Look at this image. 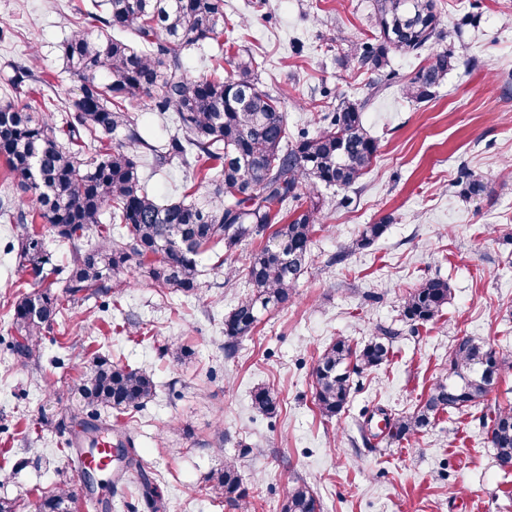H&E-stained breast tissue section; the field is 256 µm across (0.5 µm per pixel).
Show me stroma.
Listing matches in <instances>:
<instances>
[{
	"label": "stroma",
	"mask_w": 512,
	"mask_h": 512,
	"mask_svg": "<svg viewBox=\"0 0 512 512\" xmlns=\"http://www.w3.org/2000/svg\"><path fill=\"white\" fill-rule=\"evenodd\" d=\"M372 0H224L234 35L261 63L259 77L284 93L290 132L313 128L316 113L340 100L363 103L378 155L361 181L340 192L318 187L321 224L313 263L288 306L264 318L235 357L224 354V317L248 289L225 284L214 258L201 262L200 296L134 281L119 299L76 305L43 340L39 360L7 345L8 311L19 294L17 228L0 216V498L36 503L70 477L61 450L71 437V389L98 353L152 375L155 397L128 424L133 454L154 474L166 512H228L209 487L211 473L237 461L250 512H281L296 481H306L323 512H512V474L503 473L479 418L512 404V370L484 404L439 414L424 433L363 446L365 419L382 408L404 412L424 399L460 336L512 355V0H437L440 48L455 67L436 98L415 103L398 86L371 94L372 77L344 62L349 41L375 37ZM0 71L36 53L52 85L0 100L41 108L70 84L60 44L77 23L68 0H0ZM481 171L487 190L460 194L461 165ZM386 235L344 262L331 256L364 225L384 216ZM447 280L441 316L418 331L401 319L400 298L422 279ZM152 337L123 333L127 318ZM393 333L388 362L363 376L341 417L323 418L313 399V367L337 338L364 344ZM274 389L277 415L257 413L253 391ZM94 493L77 489L74 512H149L132 481Z\"/></svg>",
	"instance_id": "1"
}]
</instances>
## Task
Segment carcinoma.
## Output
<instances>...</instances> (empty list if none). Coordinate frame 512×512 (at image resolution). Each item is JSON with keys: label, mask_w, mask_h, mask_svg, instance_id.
<instances>
[{"label": "carcinoma", "mask_w": 512, "mask_h": 512, "mask_svg": "<svg viewBox=\"0 0 512 512\" xmlns=\"http://www.w3.org/2000/svg\"><path fill=\"white\" fill-rule=\"evenodd\" d=\"M92 10L77 6L80 16L101 23L94 34L79 30L60 44L70 73L71 107L65 126L52 112H38L0 101V158L18 185L30 193L27 203L0 213L19 226L16 260L31 275L35 290L13 303L10 350L19 358L40 356L44 333L70 304L118 292L138 273L158 288L195 295L201 288L200 257L217 250L231 254L244 243H258L241 268L224 266L225 283L246 280L250 293L224 317V350L233 354L261 316L287 305L311 259L320 223L318 185L347 190L370 170L378 141L365 128L363 106L343 100L319 112L317 129L288 134L280 97L264 89L259 63L245 48L234 55V74L224 76V0H91ZM378 36L352 41L344 57L372 75L380 92L396 74L392 52H428V63L400 84L405 98L433 99L454 68V56L436 45L443 39L436 0H373ZM205 43L218 44L212 70L192 76L183 68L185 53ZM35 56L11 63L5 83L22 92L36 77ZM175 113L177 131L156 144L138 129L131 109ZM123 139L112 142V136ZM156 169L178 164L193 180L179 200L164 202L143 178L145 160ZM458 186L463 197L477 200L487 188L483 173L463 168ZM393 222L389 215L364 225L346 252L380 239ZM49 227L59 243L71 247L67 263H55L45 244ZM95 229L97 241L78 242ZM448 282L426 278L401 298L402 316L414 329L441 316L448 303ZM392 336H375L361 346L338 338L321 351L314 367V404L331 420L347 408L355 380L388 361ZM512 358L471 336H460L448 351V365L427 396L410 411L388 419L387 439L402 442L426 429L440 412H465L484 400L493 377ZM75 409L112 413L116 451L128 458L132 446L124 415L156 394L145 371L106 355L94 356L73 388ZM255 410L278 411L277 393L258 387ZM492 431L497 462L512 464V407L480 417ZM139 489L152 512L164 508L157 484L139 473ZM220 503L248 512L249 489L231 462L209 477ZM69 486L45 492L37 512H72ZM282 512H322L316 493L306 484L288 492Z\"/></svg>", "instance_id": "cac0c4a2"}]
</instances>
